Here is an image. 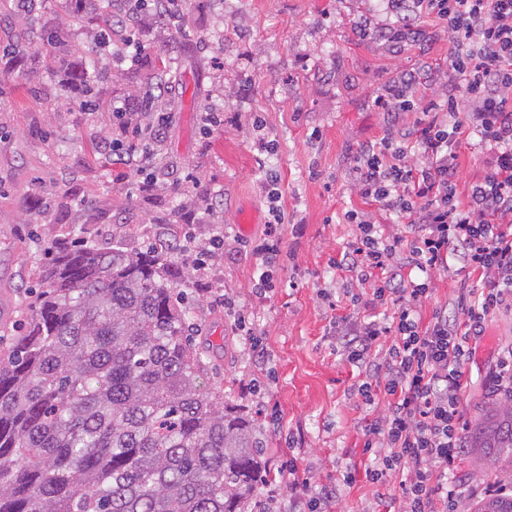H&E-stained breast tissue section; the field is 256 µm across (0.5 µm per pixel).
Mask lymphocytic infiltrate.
<instances>
[{
	"label": "lymphocytic infiltrate",
	"instance_id": "f902f5d3",
	"mask_svg": "<svg viewBox=\"0 0 512 512\" xmlns=\"http://www.w3.org/2000/svg\"><path fill=\"white\" fill-rule=\"evenodd\" d=\"M397 17L376 37L397 44L421 19L445 24L451 43V82L429 101L408 95L407 74L385 88L376 106L387 133L353 158V189L370 210L345 212L355 238L336 261L355 273L353 301L388 310L336 324V345L350 365L364 369L357 387L363 404H383L365 427L377 466L366 475L388 488L407 471L402 512H459L460 491L449 479L464 449L468 419L461 408L471 383L467 364L490 317L512 310V0H387ZM411 112L429 122H406ZM119 137L102 142L117 164L132 165L134 148L122 133L159 139L164 116L135 122L117 109ZM477 137L483 175L461 202L458 146ZM465 272L450 307L424 315L435 273Z\"/></svg>",
	"mask_w": 512,
	"mask_h": 512
}]
</instances>
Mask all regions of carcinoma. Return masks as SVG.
<instances>
[{"label": "carcinoma", "mask_w": 512, "mask_h": 512, "mask_svg": "<svg viewBox=\"0 0 512 512\" xmlns=\"http://www.w3.org/2000/svg\"><path fill=\"white\" fill-rule=\"evenodd\" d=\"M112 30L108 0H90ZM72 86L92 104L88 72ZM163 252L91 247L51 254L31 321L0 357V512H267L275 480L255 427L199 392ZM466 447L512 458V399L491 402ZM479 512H512L486 496Z\"/></svg>", "instance_id": "cac0c4a2"}]
</instances>
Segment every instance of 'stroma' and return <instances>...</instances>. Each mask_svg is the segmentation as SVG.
<instances>
[{
  "mask_svg": "<svg viewBox=\"0 0 512 512\" xmlns=\"http://www.w3.org/2000/svg\"><path fill=\"white\" fill-rule=\"evenodd\" d=\"M213 2L185 0L175 27L143 13L144 54L95 78L90 111L68 89L94 38L77 0L28 8L0 0V45L23 60L19 70L0 63V354L28 325L47 250L74 240L165 249L181 273L175 289L190 302L193 342L205 352L199 390L223 389L225 404L253 419L279 501L288 500L294 459L313 488L337 487L332 512H400L406 473L391 479L379 504L365 473L363 430L374 412L351 397L359 371L336 350L334 323L354 310L341 288L350 274L333 260L354 239L344 212L364 206L352 189V157L385 134L377 95L410 71L428 80L447 74L448 34L425 18L420 38L398 47L362 37L366 21L386 20L370 0H231L223 11ZM46 29L64 34L60 64L41 45ZM162 58L172 60L176 80L159 71ZM156 91L169 122L154 154L117 167L100 147L119 134L115 108L138 111ZM213 104L223 120L207 132L201 116ZM271 173L285 222L275 289L261 299L252 246L269 220ZM216 224L224 252L197 272L193 255L174 245L207 239ZM510 344L512 311L504 310L469 365L468 416L486 399L480 381L492 355ZM347 471L348 486L340 482ZM484 471L512 475V461L489 469L479 453H463L454 479L467 489L462 512H476L482 492L473 479Z\"/></svg>",
  "mask_w": 512,
  "mask_h": 512,
  "instance_id": "1",
  "label": "stroma"
}]
</instances>
